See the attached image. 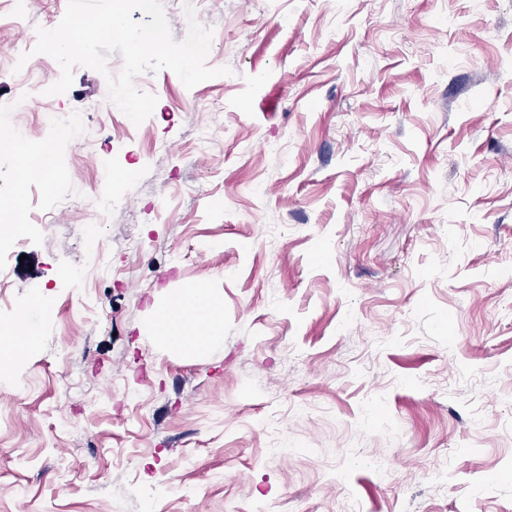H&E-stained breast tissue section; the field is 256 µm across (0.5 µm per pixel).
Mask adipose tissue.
<instances>
[{"label":"adipose tissue","mask_w":512,"mask_h":512,"mask_svg":"<svg viewBox=\"0 0 512 512\" xmlns=\"http://www.w3.org/2000/svg\"><path fill=\"white\" fill-rule=\"evenodd\" d=\"M155 329L168 341L208 349L224 333L222 305L202 287L170 293Z\"/></svg>","instance_id":"1"}]
</instances>
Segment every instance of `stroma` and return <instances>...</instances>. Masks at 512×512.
Masks as SVG:
<instances>
[{
	"label": "stroma",
	"mask_w": 512,
	"mask_h": 512,
	"mask_svg": "<svg viewBox=\"0 0 512 512\" xmlns=\"http://www.w3.org/2000/svg\"><path fill=\"white\" fill-rule=\"evenodd\" d=\"M208 64L141 125L105 77L33 54L0 114L64 169L0 274V512H512V0H203ZM216 100L220 110H201ZM78 115L71 138L41 115ZM113 149L103 173L97 155ZM212 289L224 335L155 336L169 291Z\"/></svg>",
	"instance_id": "35a3bbf8"
}]
</instances>
